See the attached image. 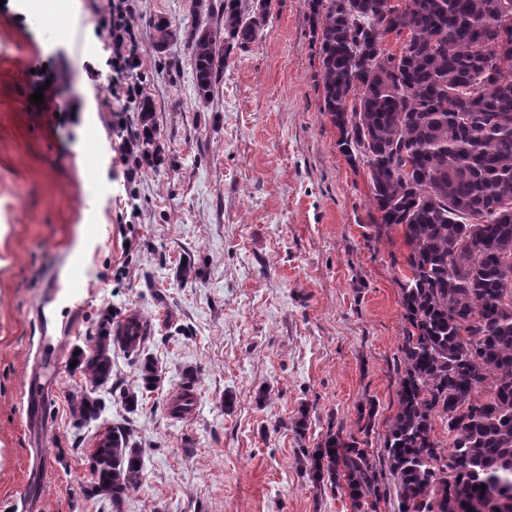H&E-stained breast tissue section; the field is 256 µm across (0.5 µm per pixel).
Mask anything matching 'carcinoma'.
<instances>
[{
	"mask_svg": "<svg viewBox=\"0 0 512 512\" xmlns=\"http://www.w3.org/2000/svg\"><path fill=\"white\" fill-rule=\"evenodd\" d=\"M267 8L259 0L248 17L241 0H224V32L186 34L202 92ZM308 9L321 111L348 162L368 169L378 230L403 228L411 273L400 284L407 326L383 453L334 435L313 455V474L356 507L385 497L388 473L398 512H512V0H308ZM404 32L400 53H387V36ZM176 37L158 23L153 46ZM110 370L100 343L84 372L98 386ZM437 417L448 429L441 468ZM94 459L98 488L117 496L140 485L141 451L122 431H107Z\"/></svg>",
	"mask_w": 512,
	"mask_h": 512,
	"instance_id": "cac0c4a2",
	"label": "carcinoma"
}]
</instances>
